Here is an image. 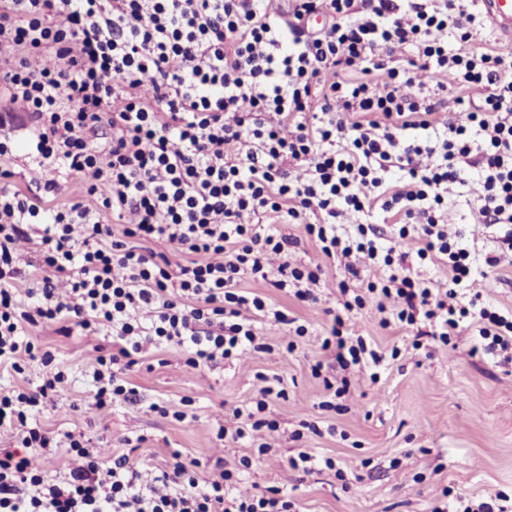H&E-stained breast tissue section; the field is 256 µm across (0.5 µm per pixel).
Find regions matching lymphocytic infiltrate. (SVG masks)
I'll return each mask as SVG.
<instances>
[{
    "mask_svg": "<svg viewBox=\"0 0 512 512\" xmlns=\"http://www.w3.org/2000/svg\"><path fill=\"white\" fill-rule=\"evenodd\" d=\"M288 11L286 23L271 0H0V47L14 50L0 57V93L30 118L31 154L51 170L86 175L85 191L99 201L91 210L60 200L53 178L28 194L14 188L16 143L0 133V367L21 372L24 355L39 379L32 389L0 392V427L15 429L22 446L0 453V512H294L276 487L249 498L233 493L239 474L268 453L264 443L233 468L216 462L202 484L198 461L181 452L150 471L68 432V452L82 464L63 479L48 476L42 451L53 438L29 421L66 376L29 333L44 324L64 336L111 329L112 349L92 375L99 410L136 395L125 370L168 345L187 346L194 368L247 347L268 351L263 320L290 318L242 283L317 301L321 267L292 264L299 240L277 230L309 213L322 217L307 225L309 241L340 257L348 274L323 359L312 367L316 375L326 367L342 373L326 382L323 409L346 395L347 372L383 361L346 329L370 300L383 327L413 332V347L449 343L474 326L484 351L512 364V318L464 292L470 253L437 212L449 187L466 184L464 164L478 154L474 205L482 223L501 230L484 264L491 271L512 257V50L449 52L442 34L464 43L476 35L463 0H291ZM307 15L323 18L309 35L299 26ZM399 48L414 51L409 67L389 66ZM40 54L54 66L31 69L29 56ZM414 68L453 73L459 89L482 92L460 101L462 117L445 138L407 136L430 128L438 107L430 94L411 91ZM376 70L385 74L377 84ZM104 128L110 160L102 167L95 140ZM422 154L431 165L416 163ZM391 167L404 177L388 192L382 175ZM376 204L402 219L389 245L364 231L337 234L342 211ZM21 237L39 256L28 275L12 254ZM412 238L419 258L447 265V286L415 277L404 249ZM165 239L180 244L181 260L154 251ZM271 253L282 259L274 272ZM364 257L388 268L382 283L364 281ZM57 274L68 277L70 299L56 295ZM285 394L278 384L261 387L218 439L236 442L268 426L269 400ZM103 460L106 482L96 476Z\"/></svg>",
    "mask_w": 512,
    "mask_h": 512,
    "instance_id": "lymphocytic-infiltrate-1",
    "label": "lymphocytic infiltrate"
}]
</instances>
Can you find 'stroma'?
Listing matches in <instances>:
<instances>
[{
	"label": "stroma",
	"instance_id": "35a3bbf8",
	"mask_svg": "<svg viewBox=\"0 0 512 512\" xmlns=\"http://www.w3.org/2000/svg\"><path fill=\"white\" fill-rule=\"evenodd\" d=\"M467 176L469 185L455 187L445 197L441 220L449 235L460 237L481 260L497 249L499 229L479 223L472 205L476 168H468ZM314 221L310 215L305 223L285 224L284 230L302 240L292 253L296 262L323 268L317 303L298 302L261 282L244 283L297 317L308 329L305 336H297L294 326L269 321L262 330L269 351L248 348L201 369L187 365L184 347L159 349L128 373L136 397L115 401L101 412L93 406L92 372L102 349L112 343L111 332L85 336L76 330L64 337L46 326L35 336L52 351L55 365L66 370L68 381L56 401L34 416V424L58 437L80 430L94 445L123 452L128 441L140 440L135 456L152 467L181 451L200 461L196 476L201 481L216 461L233 462L253 455V443H268L270 454L240 478L237 492L249 496L276 486L294 501L297 512H431L444 505L446 489L482 500L500 492L512 495V368L498 366L493 356L480 351L477 327L450 344L428 342L416 349L409 333L381 327L374 303H367L352 313L349 325L383 352L379 377L351 374L343 410L321 409L324 381L313 375L311 366L322 357L344 268L340 261L322 258L306 241L305 226ZM467 288L483 302L512 312V265L475 274ZM395 349L400 352L396 358L391 355ZM278 376L286 395L267 412L276 429L264 428L253 440L225 446L216 436L219 423H232L235 408L257 393L264 378ZM155 402L166 406L169 416L153 411ZM181 409L193 414L191 424L174 420ZM306 422L322 428V435L303 430ZM329 426L335 427V435L326 434ZM297 430L303 436L296 441L292 434ZM301 450L333 458L344 479L321 467L308 474L290 469L288 458Z\"/></svg>",
	"mask_w": 512,
	"mask_h": 512
}]
</instances>
